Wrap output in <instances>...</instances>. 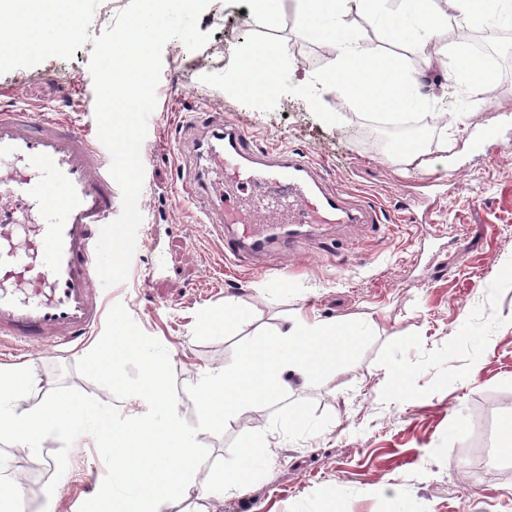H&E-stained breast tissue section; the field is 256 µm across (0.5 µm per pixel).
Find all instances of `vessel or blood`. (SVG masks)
Segmentation results:
<instances>
[{"label": "vessel or blood", "mask_w": 512, "mask_h": 512, "mask_svg": "<svg viewBox=\"0 0 512 512\" xmlns=\"http://www.w3.org/2000/svg\"><path fill=\"white\" fill-rule=\"evenodd\" d=\"M195 143L204 173L224 192V246L236 257L292 246L296 226L378 224L375 203L353 204L328 188L300 149L264 147L234 122L201 116ZM96 132L64 117L0 112V343L35 350L78 346L102 319L96 269L102 227L122 208ZM253 189L252 210L240 196Z\"/></svg>", "instance_id": "vessel-or-blood-1"}]
</instances>
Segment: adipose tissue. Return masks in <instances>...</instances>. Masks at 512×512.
I'll use <instances>...</instances> for the list:
<instances>
[{
    "instance_id": "obj_1",
    "label": "adipose tissue",
    "mask_w": 512,
    "mask_h": 512,
    "mask_svg": "<svg viewBox=\"0 0 512 512\" xmlns=\"http://www.w3.org/2000/svg\"><path fill=\"white\" fill-rule=\"evenodd\" d=\"M293 2L302 19V35L335 52L323 85L341 88L356 107L390 124L400 123L402 116L424 104L420 77L408 67L402 48L442 41L448 26H456L462 36L448 53L465 63L468 94L475 99L496 74L474 63L466 35L475 29L495 34L503 16H512V0H448L444 11L435 8L433 0H355L356 10L372 19L398 48L397 53L376 56L364 46L362 35L346 24V0ZM281 63L280 53L271 46L251 44L226 79L228 93L254 103L269 101ZM349 341L344 331L331 325L288 321L274 335L246 345L233 369L204 371L199 393L205 418L226 424L261 407L286 378L306 382L323 377L335 368ZM267 453L263 443L245 448L238 466L212 483V490L223 495L245 492L255 460Z\"/></svg>"
}]
</instances>
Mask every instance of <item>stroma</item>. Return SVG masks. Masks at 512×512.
<instances>
[{
    "instance_id": "obj_1",
    "label": "stroma",
    "mask_w": 512,
    "mask_h": 512,
    "mask_svg": "<svg viewBox=\"0 0 512 512\" xmlns=\"http://www.w3.org/2000/svg\"><path fill=\"white\" fill-rule=\"evenodd\" d=\"M248 7V0H211L198 21L207 43L191 51L173 39L163 48L141 148L148 163L139 231L155 238L170 270L157 277L155 251L141 249L127 281L109 288V302L166 348L178 413L192 424L186 386L202 369L233 368L242 345L273 335L288 318L336 323L358 330L360 340L331 375L283 388L224 434L198 433L210 451L205 474L166 512H512V457L501 451L512 422V87H498L512 83V33L487 45L497 82L467 117L455 116L464 81L426 92L421 117L450 118L417 129L431 165L416 169L379 148L372 117L341 93L311 104L296 92L298 79L318 80L334 54L301 38L294 11L245 28ZM258 40L283 55L279 88L266 106L225 92L239 49ZM92 49L88 43L71 59L0 74V109L26 106L95 125ZM196 110L237 123L262 145L305 150L330 186L385 205L389 224L344 236L329 227L288 257L276 249L225 257L222 228L190 221L192 207L217 213L223 200L202 190L192 203L183 200L185 183L202 174L185 132V115ZM444 136L455 143L446 154L437 147ZM228 303L242 309V322H219ZM89 350H0V364L30 366L38 384L28 405L63 385L132 416V399L115 400L75 372ZM391 366L406 379L399 399L386 378ZM262 439L273 447L247 491L212 493L208 474L234 468L242 448ZM60 446L47 439L36 456L0 443V479L20 480V512H80L95 495L106 474L97 448L78 437L61 475ZM53 477L59 494L50 499L45 485Z\"/></svg>"
}]
</instances>
